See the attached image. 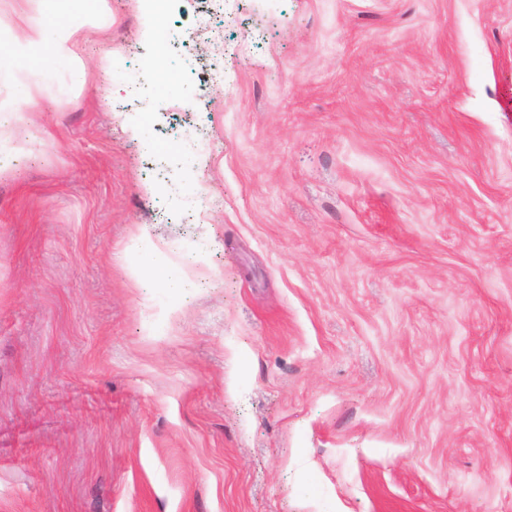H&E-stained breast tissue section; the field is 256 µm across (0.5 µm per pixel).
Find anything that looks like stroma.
<instances>
[{
	"label": "stroma",
	"instance_id": "stroma-1",
	"mask_svg": "<svg viewBox=\"0 0 512 512\" xmlns=\"http://www.w3.org/2000/svg\"><path fill=\"white\" fill-rule=\"evenodd\" d=\"M109 2L0 72V512H512V0ZM41 93L39 86L25 85L15 94L0 98V112H14L19 114V109L25 103L35 102Z\"/></svg>",
	"mask_w": 512,
	"mask_h": 512
}]
</instances>
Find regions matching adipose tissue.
Segmentation results:
<instances>
[{
    "label": "adipose tissue",
    "instance_id": "adipose-tissue-1",
    "mask_svg": "<svg viewBox=\"0 0 512 512\" xmlns=\"http://www.w3.org/2000/svg\"><path fill=\"white\" fill-rule=\"evenodd\" d=\"M38 15L17 38L7 56H0V66L17 65L39 68L45 57L79 64L76 52L77 31L57 18L58 0H37Z\"/></svg>",
    "mask_w": 512,
    "mask_h": 512
}]
</instances>
